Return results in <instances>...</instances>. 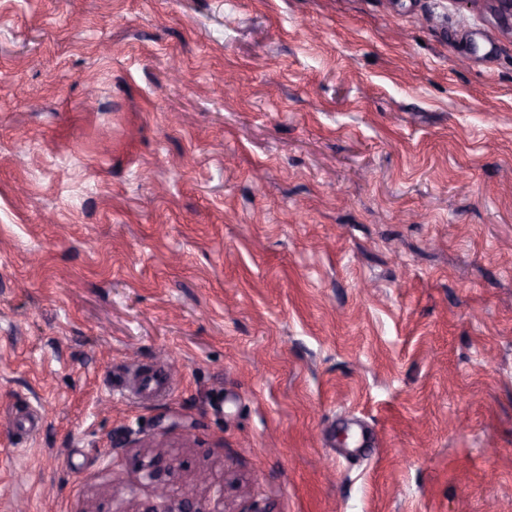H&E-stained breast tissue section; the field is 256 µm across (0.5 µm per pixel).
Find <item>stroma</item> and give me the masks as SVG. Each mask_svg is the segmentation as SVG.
I'll list each match as a JSON object with an SVG mask.
<instances>
[{
	"mask_svg": "<svg viewBox=\"0 0 512 512\" xmlns=\"http://www.w3.org/2000/svg\"><path fill=\"white\" fill-rule=\"evenodd\" d=\"M201 469L218 512H512L477 0H0V512Z\"/></svg>",
	"mask_w": 512,
	"mask_h": 512,
	"instance_id": "1",
	"label": "stroma"
}]
</instances>
